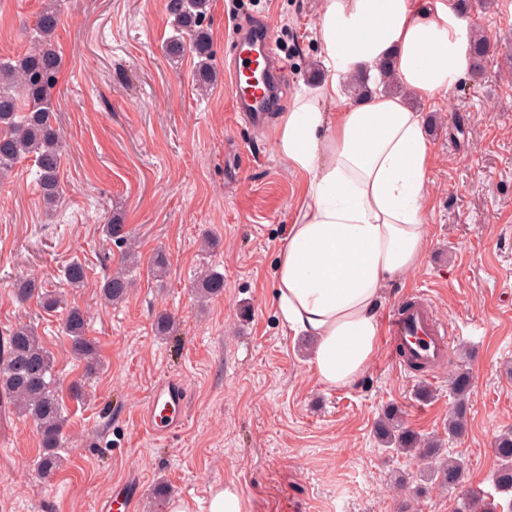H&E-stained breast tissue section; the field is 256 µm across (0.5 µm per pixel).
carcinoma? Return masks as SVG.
Segmentation results:
<instances>
[{"instance_id":"1","label":"carcinoma","mask_w":512,"mask_h":512,"mask_svg":"<svg viewBox=\"0 0 512 512\" xmlns=\"http://www.w3.org/2000/svg\"><path fill=\"white\" fill-rule=\"evenodd\" d=\"M210 0H170L169 9L175 17L177 29L189 37L185 43L179 38L168 42V53L180 56L190 51L198 58L197 88L206 90L216 80L217 73L211 63L210 38L204 22ZM61 23L57 9L47 7L34 24V35L26 52L15 63H0V179L6 177L16 164L30 159L37 167V183L43 200L53 204L59 200V170L63 152L60 129L56 126L53 89L62 68L54 37ZM470 52L472 65L477 68L491 52V39L481 34L474 38ZM107 239L123 248L128 267L137 266L132 236L126 225L110 222L103 225ZM65 282L80 288L87 281L85 266L77 259L64 269ZM133 279L127 271H118L104 277L99 284V296L107 305L126 300ZM18 298L24 300L32 294L40 297L43 308L57 309L64 303L63 295L48 290L31 279L14 283ZM224 278L218 273L201 275L197 292L203 296L219 294ZM65 334L70 338L71 351L85 362L86 374L92 375L98 367L95 342L87 338V311L70 305L64 320ZM54 355L44 345L38 330L31 324L20 323L7 330L0 339V395L22 414L31 417L41 435L43 453L38 468L50 473L59 468L60 433L64 422L59 382L54 375ZM454 403L448 410V438L461 436L466 429L467 397L470 378L464 370L457 371L450 380ZM376 434L381 443L402 454L416 453L421 457L433 456L439 440L424 438L402 425L400 412L391 407L379 420ZM494 453L500 461L494 473V484L503 492L512 491V432L500 435L494 443ZM464 474V462L450 457L434 471L439 482L448 488L458 486ZM460 512H489L484 498L470 493L462 503Z\"/></svg>"}]
</instances>
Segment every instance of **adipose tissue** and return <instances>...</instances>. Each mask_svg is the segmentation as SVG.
Returning <instances> with one entry per match:
<instances>
[{
    "instance_id": "ef3b65f1",
    "label": "adipose tissue",
    "mask_w": 512,
    "mask_h": 512,
    "mask_svg": "<svg viewBox=\"0 0 512 512\" xmlns=\"http://www.w3.org/2000/svg\"><path fill=\"white\" fill-rule=\"evenodd\" d=\"M326 77L296 94L274 148L304 178L272 277L294 333L310 337L316 381L353 384L376 355L390 282L418 271L430 244L432 157L413 96L445 95L470 68L474 31L451 0H323L316 22ZM391 59L399 92L342 94Z\"/></svg>"
}]
</instances>
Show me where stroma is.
Wrapping results in <instances>:
<instances>
[{
  "mask_svg": "<svg viewBox=\"0 0 512 512\" xmlns=\"http://www.w3.org/2000/svg\"><path fill=\"white\" fill-rule=\"evenodd\" d=\"M56 2L63 70L54 92L66 142L64 200L46 205L30 162L0 182V333L37 325L65 390L59 468L38 471L35 422L0 399V512H97L129 473L136 512L172 500L207 512L211 488L231 487L242 512H459L469 491L492 492L493 444L512 429V0H481L466 18L492 55L450 93L412 98L432 155L431 243L421 269L388 288L379 309L427 298L453 330L435 372L402 369L388 338L352 385L328 389L309 368L312 342L282 324L272 270L295 218L303 179L273 149L274 126L321 63V0H211L212 63L195 89L196 57L170 58L168 0H0V62L29 44L36 15ZM265 23L282 66L263 121H241L226 72L240 25ZM121 214L139 245L126 302L100 305L96 284L120 267L100 233ZM167 257L153 278L150 259ZM79 259L88 283L66 287ZM224 277L208 299L201 270ZM63 291L89 316L100 366L86 375L63 331V310L18 301L16 279ZM172 320L159 335V315ZM469 371L465 433L449 438V377ZM182 380V423L156 436L143 416L154 385ZM79 385L80 397L69 389ZM397 407L407 428L439 435L465 463L460 485L430 478L433 460L383 448L375 426Z\"/></svg>",
  "mask_w": 512,
  "mask_h": 512,
  "instance_id": "1",
  "label": "stroma"
}]
</instances>
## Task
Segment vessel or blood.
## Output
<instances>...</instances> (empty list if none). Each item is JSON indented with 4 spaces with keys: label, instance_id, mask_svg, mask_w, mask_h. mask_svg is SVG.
<instances>
[{
    "label": "vessel or blood",
    "instance_id": "1",
    "mask_svg": "<svg viewBox=\"0 0 512 512\" xmlns=\"http://www.w3.org/2000/svg\"><path fill=\"white\" fill-rule=\"evenodd\" d=\"M236 60L231 73V82L238 91L235 95L236 108L253 120H260L263 110L254 93L240 90L241 76L249 70L248 64L254 57H261L264 66L274 68L278 59L273 39L267 28L250 26L236 35ZM386 332L392 342L399 364L408 359L433 365L444 361L450 349V331L446 324L437 320L432 307L424 301L413 302L407 311H400L389 317ZM187 393L182 381H162L153 390L144 421L152 433L162 432L164 427L177 426L178 414Z\"/></svg>",
    "mask_w": 512,
    "mask_h": 512
}]
</instances>
